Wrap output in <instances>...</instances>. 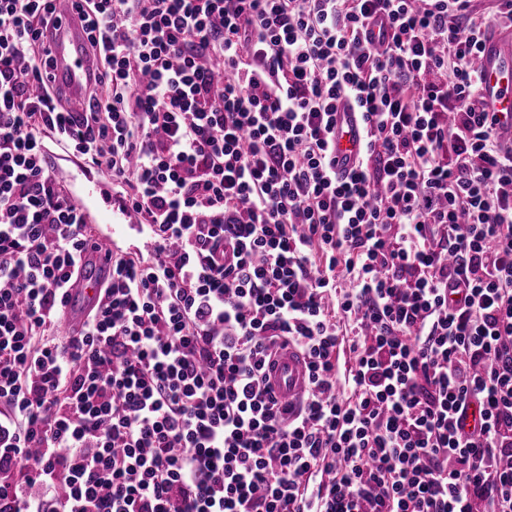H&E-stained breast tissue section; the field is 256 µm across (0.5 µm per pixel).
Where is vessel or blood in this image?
Segmentation results:
<instances>
[{"instance_id": "b4317fda", "label": "vessel or blood", "mask_w": 512, "mask_h": 512, "mask_svg": "<svg viewBox=\"0 0 512 512\" xmlns=\"http://www.w3.org/2000/svg\"><path fill=\"white\" fill-rule=\"evenodd\" d=\"M60 2L53 23L44 33L52 62L50 82L70 111L79 112L86 90L97 75V61L88 51L87 30L74 0ZM480 70L483 82L478 110L512 113V28L489 29L481 48ZM359 130L353 108L339 105L335 143L338 162L349 164L355 160L360 149ZM84 202L93 206L98 222L108 225L110 232L100 237L99 252L87 257L93 265L92 274L78 273L68 290L62 323L69 330L80 327L85 312L97 307L112 269L106 253L115 249L117 237L135 227L128 212L113 202L112 189L107 184L87 187ZM267 384L279 400L298 402L309 388L302 358L293 350L281 351L267 371Z\"/></svg>"}]
</instances>
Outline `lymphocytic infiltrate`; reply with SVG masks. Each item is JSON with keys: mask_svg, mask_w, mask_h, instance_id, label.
<instances>
[{"mask_svg": "<svg viewBox=\"0 0 512 512\" xmlns=\"http://www.w3.org/2000/svg\"><path fill=\"white\" fill-rule=\"evenodd\" d=\"M52 2L0 0V512H512V114L472 106L512 0H81L83 112ZM48 136L149 243L64 344L96 233ZM54 21L44 33L52 66L50 83L71 112H81L85 94L97 75V61L88 52V35L74 0H57ZM335 153L338 169H349L359 149L360 123L355 110L348 104H340L337 112ZM342 163H347L343 165ZM55 175L62 186L74 197L79 196L89 181H112V173L99 168L89 167L81 156L74 151L57 156ZM267 384L279 400L298 402L309 388L303 359L290 348L281 351L267 371Z\"/></svg>", "mask_w": 512, "mask_h": 512, "instance_id": "f902f5d3", "label": "lymphocytic infiltrate"}]
</instances>
